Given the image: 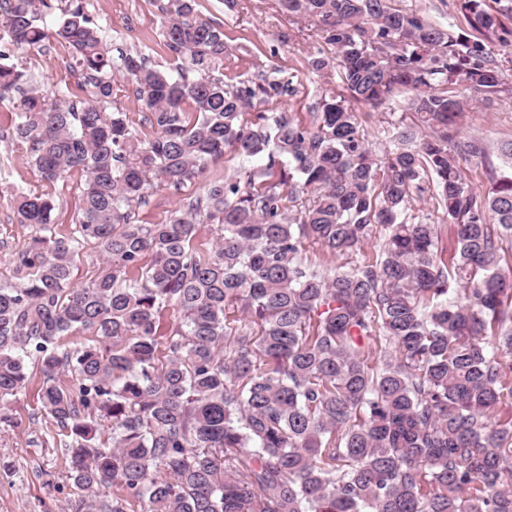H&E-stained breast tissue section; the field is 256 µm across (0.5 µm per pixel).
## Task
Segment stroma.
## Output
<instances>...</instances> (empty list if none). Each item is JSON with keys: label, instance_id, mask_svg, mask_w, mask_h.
I'll use <instances>...</instances> for the list:
<instances>
[{"label": "stroma", "instance_id": "35a3bbf8", "mask_svg": "<svg viewBox=\"0 0 512 512\" xmlns=\"http://www.w3.org/2000/svg\"><path fill=\"white\" fill-rule=\"evenodd\" d=\"M86 10L104 30L112 51H125L146 57L151 67L174 71L177 61L163 45L165 0H84ZM200 18L219 24L228 44L239 39L252 41L257 50L239 70L246 75L263 73L271 77H295L304 91L296 99L284 101V108L307 114L319 97L320 85L309 79L305 62L321 48L323 41L313 29L293 23L278 8L276 0H237L227 10L222 0H196ZM12 63L23 69L34 86L49 98L81 100L87 87L74 66L72 49L61 40H46L41 47L14 52ZM109 110L125 112L140 139L153 137L144 123V112L136 98L135 85L128 77L115 75L114 93ZM463 135L482 137L490 149L512 139V96L468 103L462 125ZM253 164L225 151L210 162L206 172L180 189L153 187L146 203L138 211L143 224H161L178 207L181 199L202 195L207 184L225 175H245ZM84 178L80 172L69 174L63 185L40 180L24 147L0 137V283L11 281L13 260L25 250L35 234L32 226L18 223L12 196L18 192L53 195L58 234L69 235L75 226L74 213ZM29 383L13 401L10 413L13 425L0 424V512H59L74 494L69 478L66 451L60 448L47 415L38 399L42 381L37 361L27 363Z\"/></svg>", "mask_w": 512, "mask_h": 512}]
</instances>
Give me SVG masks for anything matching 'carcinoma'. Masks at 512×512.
<instances>
[{
    "label": "carcinoma",
    "mask_w": 512,
    "mask_h": 512,
    "mask_svg": "<svg viewBox=\"0 0 512 512\" xmlns=\"http://www.w3.org/2000/svg\"><path fill=\"white\" fill-rule=\"evenodd\" d=\"M278 6L327 45L307 61L327 85L307 120L256 110L298 87L224 65L251 46L230 53L195 0L162 7L174 75L140 55L114 61L82 0L62 10L54 35L89 97L50 101L31 86L7 136L42 181L85 182L67 237L51 197H13L36 235L0 284V424L36 358L75 487L61 512H512V142L494 156L459 129L467 101L512 93L492 47L512 42V0H459L458 30L388 0ZM51 7L3 0L0 46L48 39L38 17ZM119 70L155 129L147 141L106 109ZM28 83L0 63L1 104ZM399 96L413 121L389 122L378 154L359 107L383 112ZM227 148L264 164L209 183L163 224L137 222L152 184L177 189ZM473 158L486 192L464 170ZM429 192L448 214L447 247L438 225L410 221ZM199 224L218 225L209 249L193 245ZM378 232V253L363 255ZM91 240L105 267L77 287ZM307 243L343 263L311 267ZM170 308L180 323L165 333ZM77 329L96 340L65 348Z\"/></svg>",
    "instance_id": "carcinoma-1"
}]
</instances>
